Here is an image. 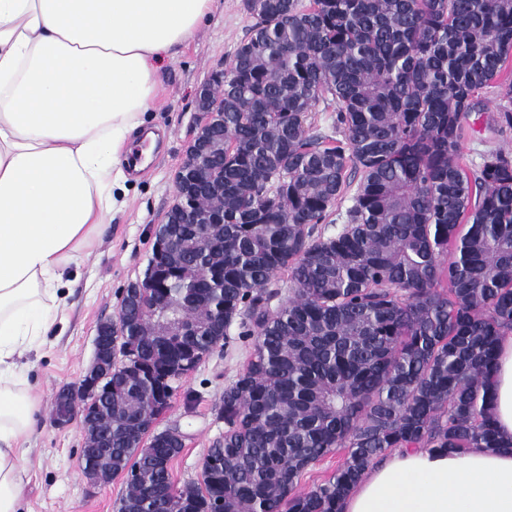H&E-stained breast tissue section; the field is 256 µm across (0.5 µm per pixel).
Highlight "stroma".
<instances>
[{"label":"stroma","mask_w":512,"mask_h":512,"mask_svg":"<svg viewBox=\"0 0 512 512\" xmlns=\"http://www.w3.org/2000/svg\"><path fill=\"white\" fill-rule=\"evenodd\" d=\"M252 23L246 0H215L207 22L158 63L163 90L146 119L160 137L154 142L139 138L144 170L94 235L69 288L67 322L54 328L39 352L23 358V380L41 395L40 427L27 443L23 462L27 512H118L123 477L97 485L86 479L79 458L82 430L76 423L55 426L53 403L58 390L78 382L91 365L99 324L116 319L122 291L142 278L154 231L175 201V174L197 132L196 92L230 63ZM493 111L492 94H484L480 111L471 115L473 131L462 145L469 163H479L490 148L512 151V130L500 134L489 127ZM251 348L250 341L234 337L226 348L216 349L181 381L158 417L156 430L175 426L186 436L171 464L176 486L199 479L207 449L224 430L217 418L224 388L243 368Z\"/></svg>","instance_id":"stroma-1"}]
</instances>
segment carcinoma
<instances>
[{
	"label": "carcinoma",
	"mask_w": 512,
	"mask_h": 512,
	"mask_svg": "<svg viewBox=\"0 0 512 512\" xmlns=\"http://www.w3.org/2000/svg\"><path fill=\"white\" fill-rule=\"evenodd\" d=\"M256 18L212 92L224 136L212 170L224 196L175 175L184 211L155 243L168 305L130 284L117 319L112 393L92 434L112 438L119 512H341L347 491L386 452L499 448L489 377L512 333V152L460 163L475 98L491 89L492 123L512 129V0H247ZM333 134L312 131L318 103ZM352 204L339 211L349 173ZM204 215L208 224L190 222ZM342 228L321 225L331 215ZM291 295L278 309V274ZM224 323H204L213 303ZM176 315L190 336H152ZM253 340L224 387V432L201 479L178 488L185 438L148 432L174 384L217 347ZM149 443H144V440ZM307 491L301 474L340 449Z\"/></svg>",
	"instance_id": "carcinoma-1"
}]
</instances>
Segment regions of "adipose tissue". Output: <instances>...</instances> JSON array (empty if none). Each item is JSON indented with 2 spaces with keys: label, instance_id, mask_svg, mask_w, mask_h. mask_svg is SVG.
<instances>
[{
  "label": "adipose tissue",
  "instance_id": "obj_1",
  "mask_svg": "<svg viewBox=\"0 0 512 512\" xmlns=\"http://www.w3.org/2000/svg\"><path fill=\"white\" fill-rule=\"evenodd\" d=\"M211 0H0V512H24L38 396L18 374L66 305L69 279L131 175L157 63ZM502 448L396 450L342 512H512V335L490 384Z\"/></svg>",
  "mask_w": 512,
  "mask_h": 512
}]
</instances>
